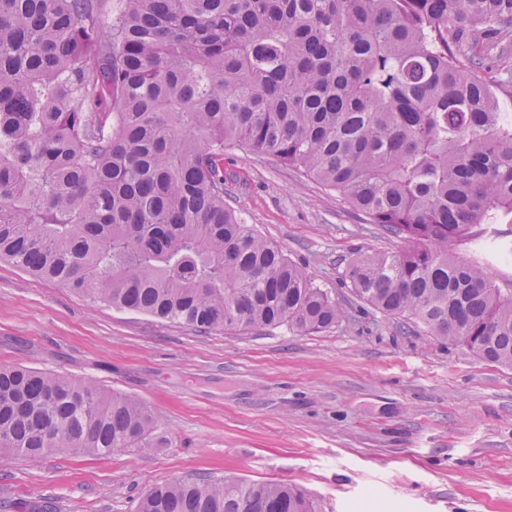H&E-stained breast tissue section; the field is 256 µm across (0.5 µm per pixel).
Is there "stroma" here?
<instances>
[{"label": "stroma", "instance_id": "1", "mask_svg": "<svg viewBox=\"0 0 512 512\" xmlns=\"http://www.w3.org/2000/svg\"><path fill=\"white\" fill-rule=\"evenodd\" d=\"M224 199L345 311L308 335L201 334L76 297L0 262V364L90 379L148 406L147 449L0 458L5 512H136L151 487L211 476L284 482L318 512H512V369L356 300L361 254L401 250L334 192L274 158L229 151ZM512 226L452 243L512 286Z\"/></svg>", "mask_w": 512, "mask_h": 512}]
</instances>
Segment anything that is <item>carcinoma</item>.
Wrapping results in <instances>:
<instances>
[{
  "label": "carcinoma",
  "instance_id": "obj_1",
  "mask_svg": "<svg viewBox=\"0 0 512 512\" xmlns=\"http://www.w3.org/2000/svg\"><path fill=\"white\" fill-rule=\"evenodd\" d=\"M0 0V260L199 333L307 335L343 310L224 202V153L274 157L405 242L358 300L512 368V288L448 244L512 223V126L472 37L512 0ZM140 401L0 365V456L147 448ZM137 512H315L278 482L176 479Z\"/></svg>",
  "mask_w": 512,
  "mask_h": 512
}]
</instances>
